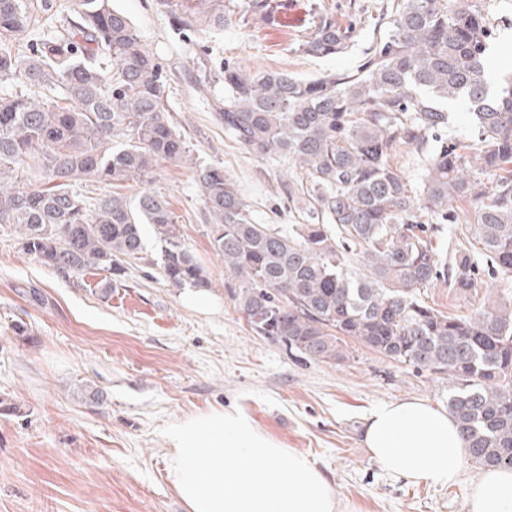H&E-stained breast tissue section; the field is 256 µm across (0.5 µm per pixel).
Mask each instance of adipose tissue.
Masks as SVG:
<instances>
[{
	"label": "adipose tissue",
	"mask_w": 512,
	"mask_h": 512,
	"mask_svg": "<svg viewBox=\"0 0 512 512\" xmlns=\"http://www.w3.org/2000/svg\"><path fill=\"white\" fill-rule=\"evenodd\" d=\"M373 459L391 476L414 484L456 482L468 450L452 416L419 400L383 405L364 433ZM468 512H512V470L490 468L469 488Z\"/></svg>",
	"instance_id": "1"
}]
</instances>
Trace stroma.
I'll list each match as a JSON object with an SVG mask.
<instances>
[{"instance_id":"1","label":"stroma","mask_w":512,"mask_h":512,"mask_svg":"<svg viewBox=\"0 0 512 512\" xmlns=\"http://www.w3.org/2000/svg\"><path fill=\"white\" fill-rule=\"evenodd\" d=\"M274 2L270 18L235 0L224 30L181 32L155 0H112L164 67L169 112L193 157L189 165L161 163L148 182L126 183L124 193L165 196L216 308L189 307L183 289L163 281L151 228L143 230L142 260L113 283L96 269L63 274L45 267L23 250L12 225L0 224V399L21 407L17 415L0 412V512H186L167 479L171 445L161 429L212 409L240 413L306 455L331 485L339 512H467L468 488L482 471L473 459L459 464L455 484L414 485L387 475L363 439L378 406L418 399L447 408L446 377L350 339L337 362L292 356L250 330L225 285L195 167H223L255 223L284 231L304 218L281 186L287 161L250 154L217 120L225 64L310 79L356 68L388 31L390 0ZM484 2L495 28L487 69L499 77L512 70V0ZM27 4L36 24L25 55L78 7L76 0ZM325 14L353 25L348 48L328 57L298 53ZM511 294L492 275L467 295L442 284L422 291L429 305L458 316ZM17 324L25 335H15ZM88 385L99 399L84 396Z\"/></svg>"}]
</instances>
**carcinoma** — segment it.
Masks as SVG:
<instances>
[{"label":"carcinoma","mask_w":512,"mask_h":512,"mask_svg":"<svg viewBox=\"0 0 512 512\" xmlns=\"http://www.w3.org/2000/svg\"><path fill=\"white\" fill-rule=\"evenodd\" d=\"M155 2L183 31L221 30L234 14L232 0ZM79 6L24 57L16 50L33 16L24 0H0V80L39 89L0 95V224L15 226L23 250L46 267L115 278L142 259L149 224L162 279L208 288L169 202L151 191L130 202L117 191L191 156L167 110L164 68L111 0ZM350 36L323 15L297 51L336 55ZM493 38L489 14L469 0H393L388 34L354 70L299 79L224 65V131L251 153L291 161L299 179L288 200L305 204L310 224L286 234L256 224L223 169L202 167L195 178L213 249L256 335L315 362L343 359L348 336L448 376V412L472 459L511 468L512 306L458 317L418 297L440 280L467 294L485 267L512 282V73L487 84ZM459 102L471 130L450 142L448 109ZM402 147L421 156L419 192L392 164ZM34 169L39 183L27 176ZM93 183L114 191L76 190ZM452 202L473 205L465 232L481 263L459 248L448 264L427 236L430 221L458 222ZM353 261L363 267L357 276Z\"/></svg>","instance_id":"carcinoma-1"}]
</instances>
